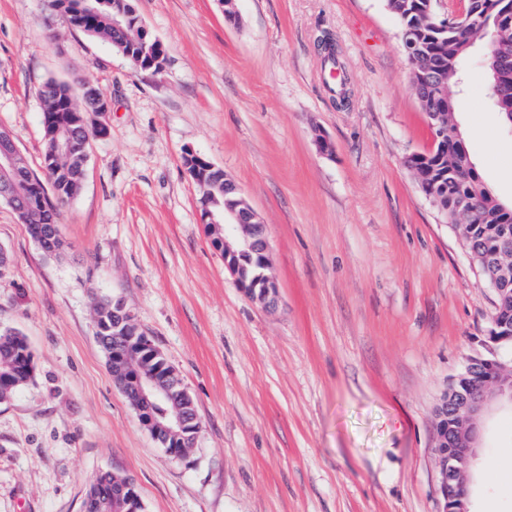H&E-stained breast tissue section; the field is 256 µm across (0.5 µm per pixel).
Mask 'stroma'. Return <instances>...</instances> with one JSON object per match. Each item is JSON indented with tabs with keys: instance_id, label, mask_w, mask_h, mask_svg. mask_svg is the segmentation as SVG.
<instances>
[{
	"instance_id": "35a3bbf8",
	"label": "stroma",
	"mask_w": 512,
	"mask_h": 512,
	"mask_svg": "<svg viewBox=\"0 0 512 512\" xmlns=\"http://www.w3.org/2000/svg\"><path fill=\"white\" fill-rule=\"evenodd\" d=\"M165 51L135 69L45 0H0V128L41 171L48 79L112 101L68 244L43 253L0 201V328L21 331L33 384L0 404V512H82L104 470L146 512H439L435 409L481 351L495 294L421 192L408 156L432 133L385 0H135ZM335 49L347 78L340 102ZM455 117L486 187L512 204V127L468 68ZM331 144L320 152L317 136ZM198 154L265 226L278 302L224 267L184 165ZM131 306L201 423L172 460L141 426L94 335L92 304ZM473 512H512V406L482 418Z\"/></svg>"
}]
</instances>
